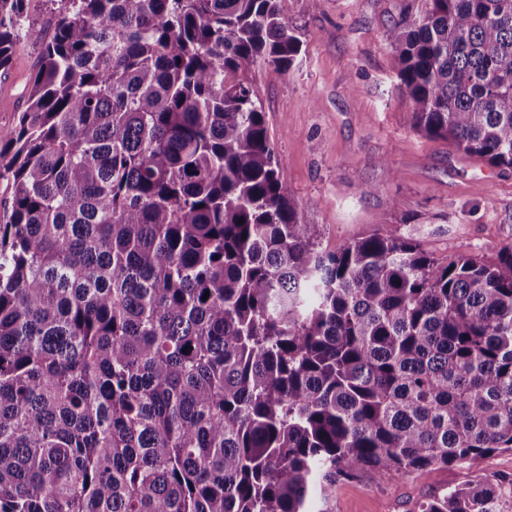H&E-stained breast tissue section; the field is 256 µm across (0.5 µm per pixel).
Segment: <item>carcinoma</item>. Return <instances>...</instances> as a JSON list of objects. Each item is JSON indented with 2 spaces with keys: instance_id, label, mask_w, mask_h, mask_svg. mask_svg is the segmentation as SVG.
<instances>
[{
  "instance_id": "cac0c4a2",
  "label": "carcinoma",
  "mask_w": 512,
  "mask_h": 512,
  "mask_svg": "<svg viewBox=\"0 0 512 512\" xmlns=\"http://www.w3.org/2000/svg\"><path fill=\"white\" fill-rule=\"evenodd\" d=\"M66 2L0 136V512H334L365 470L512 450V243L320 248L243 77L300 54L278 0ZM386 40L416 126L512 170V0ZM419 512H512V478Z\"/></svg>"
}]
</instances>
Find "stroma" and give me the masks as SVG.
Masks as SVG:
<instances>
[{
	"label": "stroma",
	"mask_w": 512,
	"mask_h": 512,
	"mask_svg": "<svg viewBox=\"0 0 512 512\" xmlns=\"http://www.w3.org/2000/svg\"><path fill=\"white\" fill-rule=\"evenodd\" d=\"M60 0H28L22 33L0 71V132L26 107ZM424 0H279L299 29L289 77L259 63L245 76L263 107L283 187L321 247L389 222L433 257L493 263L512 242V171L458 152L414 126L386 31ZM512 476V451L425 476L368 471L336 486V512H417L425 499L471 482Z\"/></svg>",
	"instance_id": "obj_1"
}]
</instances>
